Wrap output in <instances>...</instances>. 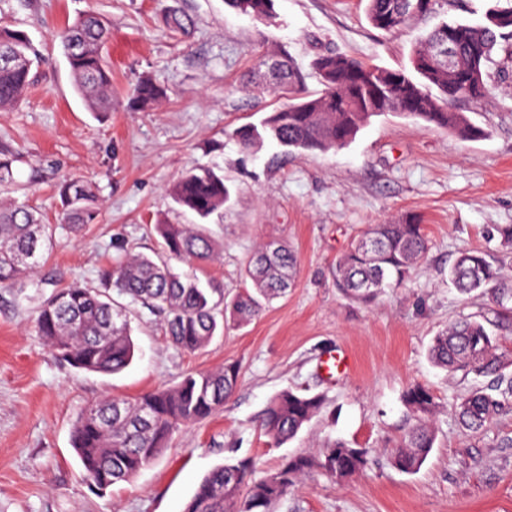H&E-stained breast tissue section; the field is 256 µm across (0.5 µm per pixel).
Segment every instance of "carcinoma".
I'll return each mask as SVG.
<instances>
[{
  "label": "carcinoma",
  "instance_id": "carcinoma-1",
  "mask_svg": "<svg viewBox=\"0 0 512 512\" xmlns=\"http://www.w3.org/2000/svg\"><path fill=\"white\" fill-rule=\"evenodd\" d=\"M255 20L272 17L273 0H225ZM368 19L378 30L396 32L416 16L438 13L447 0H367ZM488 11L475 23L443 21L415 48L405 69L370 67L353 56L329 52L312 64L323 90L314 97L298 90L301 75L284 57L275 59L269 87L287 95V102L264 116L259 124L232 131L241 148L251 151L269 141L309 152L327 153L350 145L374 117L398 114L427 127L465 139L484 135L469 117L454 110L461 98L489 96V65L499 50L512 60V0ZM109 25L87 14L56 32L74 78L75 89L91 112L112 111V69L105 48ZM451 49V57L441 56ZM36 51L27 35L0 27V110L15 105L32 80ZM164 97L150 80L135 89L134 104L148 108ZM61 220L74 235L95 223L100 200L77 177L57 189ZM179 207L201 219L224 211L230 189L224 176L209 167H195L169 188ZM161 251L137 253L106 271L102 287L74 283L56 290L39 308L37 331L48 349L61 360L87 372L116 374L135 356L130 321L112 293L128 296L161 317L169 342L193 352L205 347L218 330L249 324L271 301L285 296L296 272L297 257L283 244L259 248L245 269L250 286L231 301L224 290L205 288L196 270L212 262L219 245L202 224L155 225ZM56 227L14 199H0V288H14L30 279L53 249ZM430 241L412 215L368 224L336 258V285L350 298L370 303L386 288H395L427 261ZM186 264L176 268L172 261ZM448 281L461 294L492 288L499 281L498 261L478 250L462 251L448 269ZM487 320L462 317L436 335L430 362L452 375H473L471 390L453 406L466 430L477 432L495 418L512 415V372L506 365ZM239 369L226 364L186 373L169 388L148 391L132 399L104 398L84 406L72 424L71 444L87 483L103 491L133 480L164 453L183 426L205 420L224 406L236 386ZM412 423L392 452L391 464L413 474L428 458L435 443L431 417L433 395L414 384L402 395ZM320 394L283 390L269 399L260 429L273 443L294 439L323 409ZM368 452L331 440L318 453H296L259 479L252 463L228 458L205 475L184 512H272V505L295 489L303 475L316 468L336 480L348 478L368 463Z\"/></svg>",
  "mask_w": 512,
  "mask_h": 512
}]
</instances>
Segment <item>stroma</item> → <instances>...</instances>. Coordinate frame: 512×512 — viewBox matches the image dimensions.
<instances>
[{
  "mask_svg": "<svg viewBox=\"0 0 512 512\" xmlns=\"http://www.w3.org/2000/svg\"><path fill=\"white\" fill-rule=\"evenodd\" d=\"M495 0H448L439 18L473 23ZM367 0H273L261 23L225 0H0V26L23 31L37 48L35 81L0 111V153L15 183L5 196L28 204L57 227L56 246L23 287L0 288V512H183L200 480L227 458H247L256 476L283 457L316 452L340 440L369 452L363 471L338 481L306 473L274 512H512V416L479 433L464 431L453 403L469 388L463 374L433 367V336L461 316L493 318L492 291L464 296L448 283L458 252L474 248L501 264L512 286V248L500 230L512 225V75L481 101L457 104L485 137L462 139L388 115L373 118L347 148L326 154L264 144L247 152L227 130L256 123L280 106L257 79L266 55L286 54L317 94L311 68L336 51L367 63L409 67L416 38L436 19L418 17L387 34L366 16ZM192 21L172 34L169 12ZM95 13L110 26L112 109L87 111L77 94L56 28ZM151 80L165 91L148 110L132 103ZM207 165L233 190L223 214L209 220L222 245L207 265L233 298L244 264L262 243H287L297 255L293 288L241 329H228L188 353L166 339L157 316L130 306L134 363L117 375L80 371L38 336L37 311L55 289L78 281L100 287L126 250L158 247L155 226L186 224L167 188L183 172ZM78 176L102 207L97 223L73 236L60 223L55 188ZM419 216L430 240L425 264L370 306L333 285L338 254L369 224ZM344 354V373L325 375L328 354ZM234 363L233 395L215 416L184 427L170 448L132 482L91 491L71 446L72 423L105 395L134 397L170 387L190 371ZM428 388L438 405L434 448L420 471L396 470L390 456L407 428L406 386ZM321 394L326 404L297 438L278 446L258 427L274 394Z\"/></svg>",
  "mask_w": 512,
  "mask_h": 512,
  "instance_id": "obj_1",
  "label": "stroma"
}]
</instances>
